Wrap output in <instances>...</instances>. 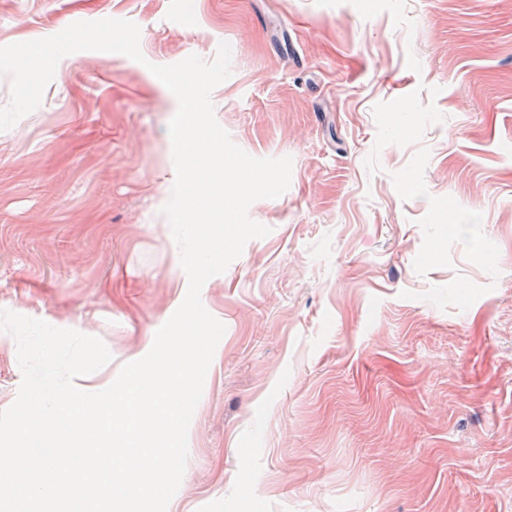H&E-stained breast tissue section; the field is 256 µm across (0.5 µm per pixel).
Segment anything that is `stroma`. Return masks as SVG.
Here are the masks:
<instances>
[{"instance_id": "35a3bbf8", "label": "stroma", "mask_w": 512, "mask_h": 512, "mask_svg": "<svg viewBox=\"0 0 512 512\" xmlns=\"http://www.w3.org/2000/svg\"><path fill=\"white\" fill-rule=\"evenodd\" d=\"M104 18L145 63L66 56L0 132V308L100 337L92 385L188 286L148 63L228 43L218 122L293 159L202 288L226 331L168 512H512V0H0V46ZM21 380L0 332V410Z\"/></svg>"}]
</instances>
